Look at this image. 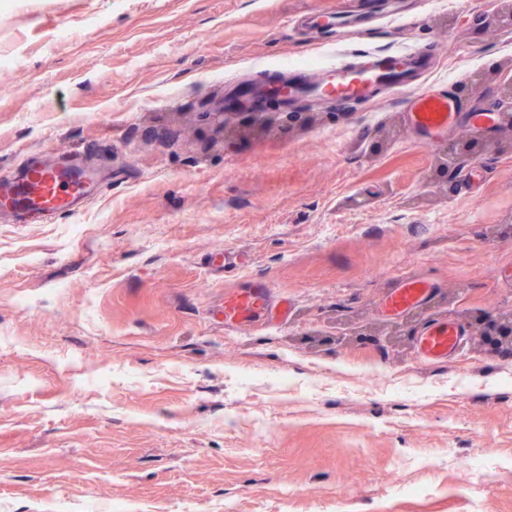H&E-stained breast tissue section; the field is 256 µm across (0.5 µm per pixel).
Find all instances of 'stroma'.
<instances>
[{
	"instance_id": "1",
	"label": "stroma",
	"mask_w": 512,
	"mask_h": 512,
	"mask_svg": "<svg viewBox=\"0 0 512 512\" xmlns=\"http://www.w3.org/2000/svg\"><path fill=\"white\" fill-rule=\"evenodd\" d=\"M339 8L370 0H0V169L39 150L120 174L78 214L0 217V512H512V357L355 330L393 323L406 277L434 320L450 296L512 306V127L470 192L399 95L216 114L290 61L418 42L427 85L507 88L512 0H414L419 24L333 43L291 28ZM260 282L274 307L224 326ZM433 285L418 278H404L402 282L384 299V305L394 313L423 304Z\"/></svg>"
}]
</instances>
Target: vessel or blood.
Listing matches in <instances>:
<instances>
[{
    "mask_svg": "<svg viewBox=\"0 0 512 512\" xmlns=\"http://www.w3.org/2000/svg\"><path fill=\"white\" fill-rule=\"evenodd\" d=\"M432 62L428 47L417 44L395 52L374 51L352 62L329 63L314 71H299L288 87V100L298 104L309 99L328 102L344 112L354 104L369 103L376 93H401L403 110L412 135L424 145L448 137L460 122L459 101L449 91L417 88L414 79ZM99 179L81 173L66 157L46 160L35 156L17 175L0 178V212H28L43 215H72L84 199L95 194ZM431 283L406 278L384 300L392 312L423 304ZM266 284L224 298L222 314L230 326L258 319L268 309ZM462 329L447 322L427 324L419 341L420 354L429 362H445L456 353Z\"/></svg>",
    "mask_w": 512,
    "mask_h": 512,
    "instance_id": "b4317fda",
    "label": "vessel or blood"
}]
</instances>
